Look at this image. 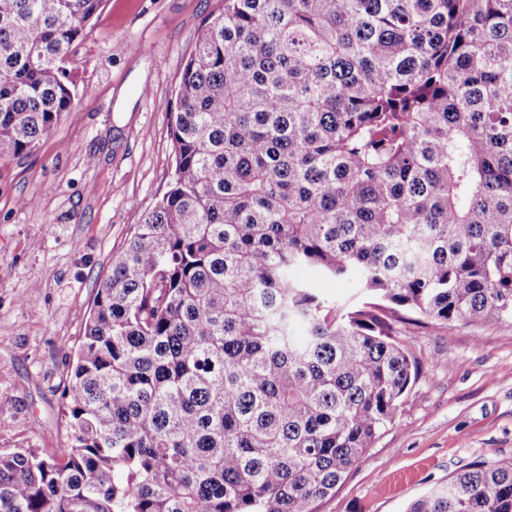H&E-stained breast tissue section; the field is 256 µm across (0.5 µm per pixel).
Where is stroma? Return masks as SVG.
Returning a JSON list of instances; mask_svg holds the SVG:
<instances>
[{
    "label": "stroma",
    "instance_id": "1",
    "mask_svg": "<svg viewBox=\"0 0 512 512\" xmlns=\"http://www.w3.org/2000/svg\"><path fill=\"white\" fill-rule=\"evenodd\" d=\"M222 0H104L70 55L77 98L0 157V449L67 441L61 393L113 251L167 191L177 87ZM418 379L316 512H406L463 468L512 457V324L404 320Z\"/></svg>",
    "mask_w": 512,
    "mask_h": 512
}]
</instances>
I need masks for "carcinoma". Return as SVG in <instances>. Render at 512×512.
I'll list each match as a JSON object with an SVG mask.
<instances>
[{"instance_id":"cac0c4a2","label":"carcinoma","mask_w":512,"mask_h":512,"mask_svg":"<svg viewBox=\"0 0 512 512\" xmlns=\"http://www.w3.org/2000/svg\"><path fill=\"white\" fill-rule=\"evenodd\" d=\"M102 2L0 0V156L71 110ZM171 136L71 366L68 444L0 450V512H316L417 379L393 314L512 323V0H224ZM406 512H512V458ZM295 275L311 282L320 293L336 301V305L358 304L366 301V296L355 281H334L320 277L312 269H300Z\"/></svg>"}]
</instances>
